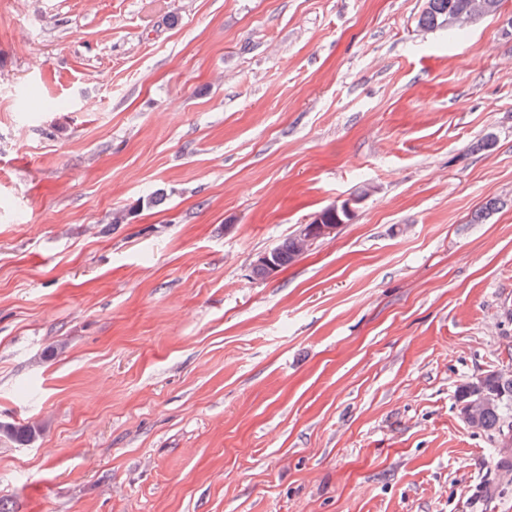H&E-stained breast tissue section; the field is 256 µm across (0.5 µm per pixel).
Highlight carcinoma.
Here are the masks:
<instances>
[{
	"label": "carcinoma",
	"instance_id": "carcinoma-1",
	"mask_svg": "<svg viewBox=\"0 0 512 512\" xmlns=\"http://www.w3.org/2000/svg\"><path fill=\"white\" fill-rule=\"evenodd\" d=\"M486 3L500 8L501 0H425L417 20L427 32L448 31V36L461 34L463 23L469 22L472 6ZM277 268L285 267L304 254L298 238L291 234L273 248ZM456 403L462 420L497 443L496 468L501 479L512 481V374L489 371L461 384ZM40 429L33 425L1 423L0 434L18 445L32 443Z\"/></svg>",
	"mask_w": 512,
	"mask_h": 512
}]
</instances>
